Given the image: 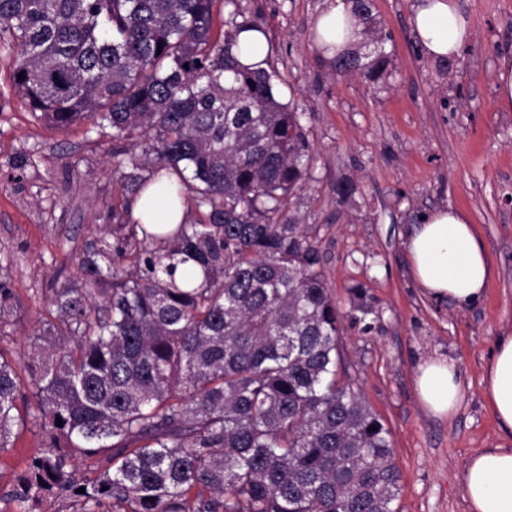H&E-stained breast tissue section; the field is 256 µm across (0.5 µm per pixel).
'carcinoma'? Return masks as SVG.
Segmentation results:
<instances>
[{
    "instance_id": "cac0c4a2",
    "label": "carcinoma",
    "mask_w": 512,
    "mask_h": 512,
    "mask_svg": "<svg viewBox=\"0 0 512 512\" xmlns=\"http://www.w3.org/2000/svg\"><path fill=\"white\" fill-rule=\"evenodd\" d=\"M216 2L0 0L31 111L112 128L113 166L176 176L170 194L198 214L161 234L112 207L78 263L91 287L53 289L56 316L27 343L43 446L8 492L18 512L56 496L76 512H397L389 431L338 385L342 315L288 209L312 161L302 115L282 100L273 43L257 66L237 58L264 19L224 0L216 37ZM353 2L362 40L333 65L374 85L391 36L373 0ZM11 299L0 282L1 326ZM19 393L0 353V454L23 422ZM100 454L110 466L78 478Z\"/></svg>"
}]
</instances>
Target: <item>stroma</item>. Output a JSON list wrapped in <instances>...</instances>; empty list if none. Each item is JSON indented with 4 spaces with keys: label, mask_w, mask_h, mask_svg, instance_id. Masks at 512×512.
I'll use <instances>...</instances> for the list:
<instances>
[{
    "label": "stroma",
    "mask_w": 512,
    "mask_h": 512,
    "mask_svg": "<svg viewBox=\"0 0 512 512\" xmlns=\"http://www.w3.org/2000/svg\"><path fill=\"white\" fill-rule=\"evenodd\" d=\"M473 35L460 53L435 62L415 42V0H374L389 33L395 70L370 86L336 76L315 49L313 22L324 0H240L262 16L286 83L283 100L304 112L311 177L290 212L319 230L324 272L348 312L352 288L373 300L370 331L345 326L340 384L390 432L400 471V512H468L467 460L484 448H512L485 400V365L500 336L512 335V112L497 97V66L512 53V0H458ZM14 58L0 47V281L12 291L14 331L0 351L15 358L21 383L25 335L48 315L53 288L78 279L74 261L112 221L129 168L112 167V132L82 122L66 129L38 118L13 88ZM340 183L355 192L336 194ZM466 212L493 269L484 296L466 309L425 295L411 276L407 241L432 211ZM429 358L453 361L462 396L438 419L420 404L414 376ZM42 445L22 426L0 454V512L27 458Z\"/></svg>",
    "instance_id": "obj_1"
}]
</instances>
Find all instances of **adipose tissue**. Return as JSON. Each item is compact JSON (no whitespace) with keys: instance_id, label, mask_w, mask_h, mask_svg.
<instances>
[{"instance_id":"1","label":"adipose tissue","mask_w":512,"mask_h":512,"mask_svg":"<svg viewBox=\"0 0 512 512\" xmlns=\"http://www.w3.org/2000/svg\"><path fill=\"white\" fill-rule=\"evenodd\" d=\"M351 0H326L314 20L318 45L354 46L361 36L348 24ZM412 28L422 52L432 60L460 53L472 28L458 0H420ZM134 219L143 224H178L184 216L180 201L168 194V179L160 177L131 202ZM411 272L432 297L449 298L467 307L484 294L492 267L467 215L457 209L428 215L408 241ZM485 395L500 429L512 435V335L497 337L485 367ZM417 397L431 415L452 416L459 404L461 382L453 362L430 359L418 366ZM469 512H512V448H486L473 454L464 471Z\"/></svg>"}]
</instances>
